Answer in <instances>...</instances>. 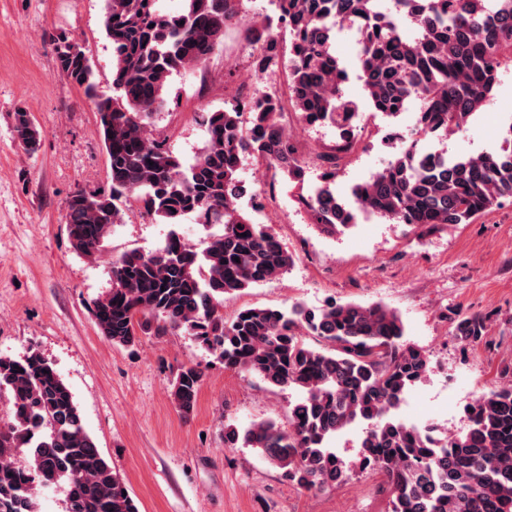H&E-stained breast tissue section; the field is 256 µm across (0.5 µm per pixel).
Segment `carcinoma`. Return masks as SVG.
I'll return each mask as SVG.
<instances>
[{
    "mask_svg": "<svg viewBox=\"0 0 512 512\" xmlns=\"http://www.w3.org/2000/svg\"><path fill=\"white\" fill-rule=\"evenodd\" d=\"M157 0H105L104 28L112 43L116 97L96 93L88 58L62 42V72L94 100L110 162V185L69 200L68 236L75 251L95 259L126 202L163 224L195 215L207 235L196 248L178 231L152 253L130 250L112 262V289L95 302L94 318L108 341L133 346L140 337L185 331L219 353L227 368L259 377L301 397L290 427L270 420L224 426V444L255 449L289 482L306 490L333 488L351 473L383 474L390 512H512V385L492 389L466 408L467 432L438 445L397 410L408 389L429 371L424 351L403 342L400 316L381 305L332 302L248 307L224 319V297L266 283L295 262L277 236L237 209L245 192L241 156L277 165L303 181L281 123L285 106L310 125L329 122L351 139L358 102L345 96L346 74L333 51L336 27L360 24L363 91L376 112L397 114L418 102L414 132L370 178L356 184V207L394 224H470L512 200V124L499 148L477 156L419 157L418 144L462 130L490 100L504 56L512 59V0H278V13L255 30L264 72L275 63L277 29L288 30V99L265 95L248 108L250 126L234 105L209 113L208 140L185 166L151 138L147 125L164 102L168 78L206 62L235 18L239 0H183L177 15ZM409 23L414 35L399 33ZM14 128L29 151L40 131L26 112ZM322 183L299 204L329 234L353 227L354 211L336 193V156H325ZM303 328L306 334L297 332ZM486 335L483 317L456 325L464 342ZM204 372L180 368L171 396L185 417L195 408ZM11 418L0 424V512H38L41 488L66 487L65 512H138L123 495V479L84 430L74 396L36 350L0 357V393ZM365 425L358 453L345 462L332 442Z\"/></svg>",
    "mask_w": 512,
    "mask_h": 512,
    "instance_id": "1",
    "label": "carcinoma"
}]
</instances>
